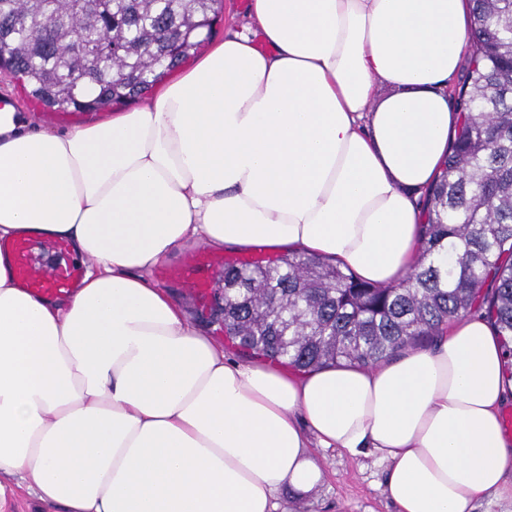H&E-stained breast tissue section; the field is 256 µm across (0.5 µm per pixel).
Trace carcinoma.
<instances>
[{
  "label": "carcinoma",
  "mask_w": 512,
  "mask_h": 512,
  "mask_svg": "<svg viewBox=\"0 0 512 512\" xmlns=\"http://www.w3.org/2000/svg\"><path fill=\"white\" fill-rule=\"evenodd\" d=\"M471 60L458 130L426 191L421 259L379 286L304 254L224 264V336L300 372L372 367L428 343L448 321L483 313L512 375V0H472ZM220 0H0V68L49 112L129 102L180 65L212 30L182 34ZM448 249V268L432 256Z\"/></svg>",
  "instance_id": "cac0c4a2"
}]
</instances>
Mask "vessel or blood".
Instances as JSON below:
<instances>
[{"label":"vessel or blood","mask_w":512,"mask_h":512,"mask_svg":"<svg viewBox=\"0 0 512 512\" xmlns=\"http://www.w3.org/2000/svg\"><path fill=\"white\" fill-rule=\"evenodd\" d=\"M0 251L12 259V268L20 286L27 292L54 297L72 291L84 274L82 261L70 258L71 248L61 239L20 237L0 243ZM204 255L188 258L183 272L190 290L201 293L208 286L203 262Z\"/></svg>","instance_id":"vessel-or-blood-1"}]
</instances>
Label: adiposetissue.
<instances>
[{"label":"adipose tissue","mask_w":512,"mask_h":512,"mask_svg":"<svg viewBox=\"0 0 512 512\" xmlns=\"http://www.w3.org/2000/svg\"><path fill=\"white\" fill-rule=\"evenodd\" d=\"M141 106L58 130L0 111V241L86 263L53 298L0 252L5 482L52 512H288L312 449L374 457L398 512L512 500V380L483 317L372 368L239 362L149 277L180 247L300 253L372 283L420 257L460 114L471 0H249ZM385 96H378V89Z\"/></svg>","instance_id":"1"}]
</instances>
